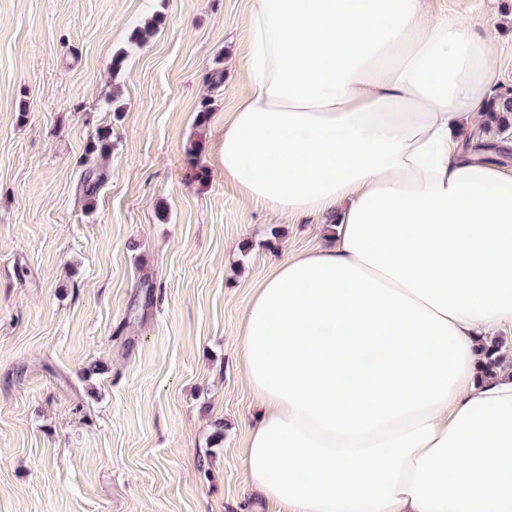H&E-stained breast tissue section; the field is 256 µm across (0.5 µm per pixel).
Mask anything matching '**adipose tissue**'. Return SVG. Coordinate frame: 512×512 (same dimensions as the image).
<instances>
[{"mask_svg":"<svg viewBox=\"0 0 512 512\" xmlns=\"http://www.w3.org/2000/svg\"><path fill=\"white\" fill-rule=\"evenodd\" d=\"M495 29L423 0H252L224 177L333 244L279 261L239 325L242 449L277 512H512V176L468 143ZM500 338H502L500 341H502V346L495 342L491 348L487 349V355H488V358H487V365H488V370L490 372V374H494V372H496L497 369L501 370V369H507V368H511L512 367V333H511V330H510V333H505L503 334V336H501ZM502 347V351L503 352H506L510 359L507 358L504 354H501L500 352V349Z\"/></svg>","mask_w":512,"mask_h":512,"instance_id":"adipose-tissue-1","label":"adipose tissue"}]
</instances>
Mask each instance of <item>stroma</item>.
I'll list each match as a JSON object with an SVG mask.
<instances>
[{"label": "stroma", "mask_w": 512, "mask_h": 512, "mask_svg": "<svg viewBox=\"0 0 512 512\" xmlns=\"http://www.w3.org/2000/svg\"><path fill=\"white\" fill-rule=\"evenodd\" d=\"M250 6L0 0V512L248 505L256 398L237 328L275 262L325 242L224 179ZM425 6L495 28V89H512V0ZM103 127L111 154L87 155ZM91 170L105 178L89 199Z\"/></svg>", "instance_id": "35a3bbf8"}]
</instances>
